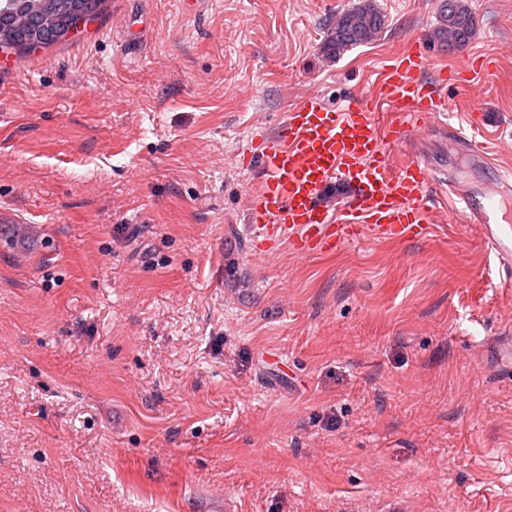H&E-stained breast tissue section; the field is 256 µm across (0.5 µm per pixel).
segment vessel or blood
I'll return each mask as SVG.
<instances>
[{"label": "vessel or blood", "mask_w": 512, "mask_h": 512, "mask_svg": "<svg viewBox=\"0 0 512 512\" xmlns=\"http://www.w3.org/2000/svg\"><path fill=\"white\" fill-rule=\"evenodd\" d=\"M431 63L420 48L385 65L373 94L342 108L328 106L319 92L308 93L288 113L285 124L246 152L257 163L261 188L248 206L255 252L274 255L289 242L297 256L335 251L348 243L404 240L426 233L431 220L427 191L438 184L456 195L470 223L481 229L502 264H512V233L504 224L512 213V183L501 179L478 188L439 176L424 159L394 163L390 147L408 134H421L451 109L448 88L459 81L451 68L433 82L423 76ZM389 110L379 123L380 110ZM343 197L336 210L324 204L328 186ZM194 512H237L223 494L197 495Z\"/></svg>", "instance_id": "vessel-or-blood-1"}]
</instances>
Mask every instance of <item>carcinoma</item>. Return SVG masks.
I'll return each mask as SVG.
<instances>
[{
	"label": "carcinoma",
	"instance_id": "carcinoma-1",
	"mask_svg": "<svg viewBox=\"0 0 512 512\" xmlns=\"http://www.w3.org/2000/svg\"><path fill=\"white\" fill-rule=\"evenodd\" d=\"M66 1L93 16L105 0H5L0 5V41L16 51L30 49V41L46 48L68 34L70 17L57 11V5ZM441 24L435 36L450 49L469 41L474 18L462 0H442ZM384 27L382 15L366 3L345 12L330 33V46L340 52L349 47L371 41Z\"/></svg>",
	"mask_w": 512,
	"mask_h": 512
}]
</instances>
